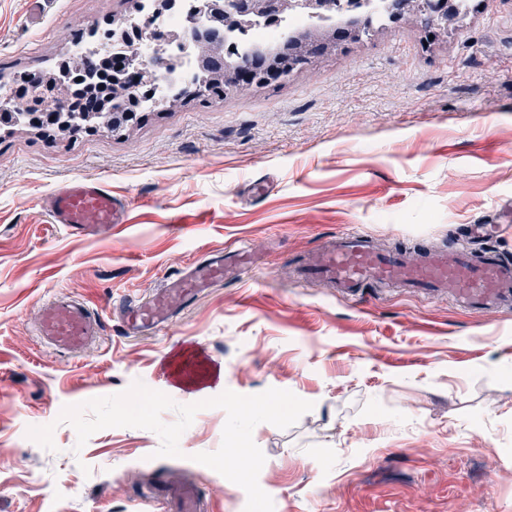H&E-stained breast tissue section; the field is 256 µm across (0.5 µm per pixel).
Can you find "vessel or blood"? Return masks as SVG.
Instances as JSON below:
<instances>
[{"label": "vessel or blood", "instance_id": "vessel-or-blood-1", "mask_svg": "<svg viewBox=\"0 0 512 512\" xmlns=\"http://www.w3.org/2000/svg\"><path fill=\"white\" fill-rule=\"evenodd\" d=\"M45 209L52 223L64 225L78 237L108 234L126 222L124 203L93 177L61 186L46 198ZM248 260L247 251L241 248L231 257L217 253L194 262L169 281L167 288L147 297L125 299L118 311L126 331L162 327L178 305L205 289L239 279ZM308 273L353 296L365 285L382 283L437 295L450 293L463 304L488 310L512 298L511 264L493 257L473 259L465 248L432 251L414 259L398 250H375L356 231L339 234L316 252ZM40 332L57 349L80 353L95 341L100 324L83 303L62 297L42 315ZM161 496L175 503L174 512H201L205 499L201 486L193 481L165 487Z\"/></svg>", "mask_w": 512, "mask_h": 512}]
</instances>
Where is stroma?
I'll return each mask as SVG.
<instances>
[{"label":"stroma","instance_id":"35a3bbf8","mask_svg":"<svg viewBox=\"0 0 512 512\" xmlns=\"http://www.w3.org/2000/svg\"><path fill=\"white\" fill-rule=\"evenodd\" d=\"M131 0H0V80H22L95 46ZM98 179L126 205L112 235L51 223L44 199ZM466 224H500L477 255L512 264V0H472L441 41L405 20L285 80L203 104L143 112L120 132L0 126V512H168L152 476L197 481L207 512H244L243 488L194 462L226 413L206 408L181 457L116 427L78 445L64 406L134 381L176 405L230 390L293 392L313 409L258 424L260 487L274 512H512V310L476 312L373 286L345 296L299 279L340 233L384 248H444ZM241 240L255 263L167 327L126 333L114 302L161 290L177 270ZM102 320L98 346L57 351L38 320L58 294ZM204 359L207 394L175 387L171 363ZM54 425V449L27 438Z\"/></svg>","mask_w":512,"mask_h":512}]
</instances>
